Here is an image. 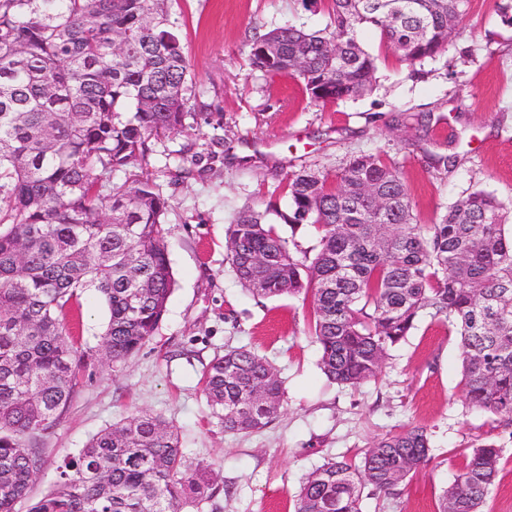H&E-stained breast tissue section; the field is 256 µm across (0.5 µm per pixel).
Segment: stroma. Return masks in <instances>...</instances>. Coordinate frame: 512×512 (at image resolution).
Here are the masks:
<instances>
[{"mask_svg":"<svg viewBox=\"0 0 512 512\" xmlns=\"http://www.w3.org/2000/svg\"><path fill=\"white\" fill-rule=\"evenodd\" d=\"M500 0H473L439 56L411 65L367 29L378 55L372 92L320 104L299 77L252 69L255 33L288 24L325 28V5L309 0H170L200 96L183 133L155 141L148 168L169 201L167 246L174 290L154 338L125 364L96 360L84 371L67 416L40 446V498L59 468L106 427L141 411L173 424L189 466L217 476L199 512H295L302 478L325 459L360 462L384 435L427 428L431 459L395 495H364L363 512H438L465 465L462 449L502 447L482 512H512V433L469 408L457 336L421 318L390 352L375 380L331 384L318 366L310 310L295 297L258 298L237 281L225 229L243 206L287 209L280 184L311 167L335 177L350 158L395 163L418 223H436L477 190L512 201V25ZM246 345L268 357L284 383L279 415L262 430L225 432L202 392L206 365Z\"/></svg>","mask_w":512,"mask_h":512,"instance_id":"stroma-1","label":"stroma"}]
</instances>
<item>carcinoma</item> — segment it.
<instances>
[{"instance_id":"carcinoma-1","label":"carcinoma","mask_w":512,"mask_h":512,"mask_svg":"<svg viewBox=\"0 0 512 512\" xmlns=\"http://www.w3.org/2000/svg\"><path fill=\"white\" fill-rule=\"evenodd\" d=\"M470 0H329V24L254 35L250 64L294 72L311 101L373 89L378 56L359 32L410 64L439 55ZM197 93L168 0H0V512H19L42 469L38 441L67 415L90 351L69 319L95 291L107 307L101 358L122 364L155 336L173 292L164 240L168 199L143 167L152 142L195 115ZM128 178L112 183V173ZM303 249L250 207L225 230L231 268L257 297L309 301V332L328 381L375 379L422 314L459 336L472 409L512 429V206L474 191L435 224H417L408 186L381 156L351 158L336 184L288 175ZM224 432L266 427L283 405L277 369L241 346L204 371ZM430 435L409 425L356 464L328 458L295 493L296 512H362L364 490L391 495L427 461ZM502 448L473 447L439 512H480ZM216 477L186 465L174 426L140 412L93 436L27 512H182Z\"/></svg>"}]
</instances>
